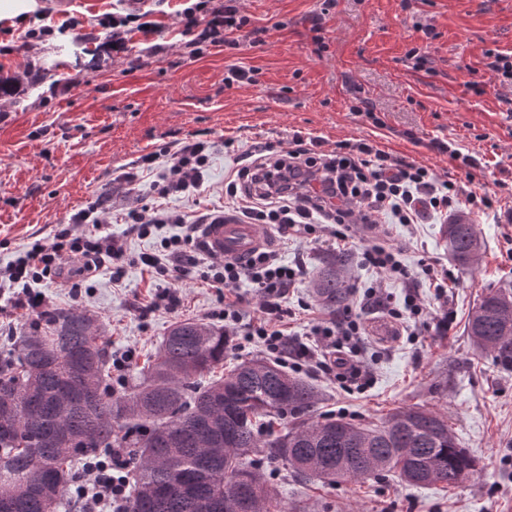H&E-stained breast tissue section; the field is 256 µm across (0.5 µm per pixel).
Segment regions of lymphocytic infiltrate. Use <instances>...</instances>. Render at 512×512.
<instances>
[{
	"instance_id": "f902f5d3",
	"label": "lymphocytic infiltrate",
	"mask_w": 512,
	"mask_h": 512,
	"mask_svg": "<svg viewBox=\"0 0 512 512\" xmlns=\"http://www.w3.org/2000/svg\"><path fill=\"white\" fill-rule=\"evenodd\" d=\"M182 35L210 41L229 49L240 46L237 37L248 26L235 0H192L179 12ZM210 142L188 139L176 146H162L141 157L151 166L160 157L170 163L152 184L158 197L189 192L201 185L208 167ZM229 202L248 223L273 224L289 237H312L315 242L336 241L359 250L363 264L375 270L378 281L357 291L354 306L342 315H322L307 325L308 335L321 345L320 353L302 350L310 368L334 376L343 387L365 388L368 370L362 350L353 345L360 335L363 316L375 308L386 309L392 321L407 335H417L427 312L421 288L446 293L444 278L433 267L409 268L401 259L403 249L376 236L356 237L352 228L363 224L376 228L383 219L396 224L421 223L424 214L443 213L464 206L487 208L492 201L477 187L465 188L441 178L432 168L391 155L375 145L358 141L337 144L335 151H318L316 141L297 136L286 152L266 146L237 172L225 186ZM123 233L108 231L96 208L73 214L69 224L47 237L34 240L7 265L0 267V295L10 306L27 315L42 314L47 296L41 286L56 277L70 283L88 280L108 271L113 282L124 277L126 240L159 236L160 244L141 253L138 263L152 279L170 273L188 274L203 268V281L224 291V333L240 336L279 361L288 359V332L283 326L282 304L294 288L302 263L287 264L273 250H263L244 261L210 260L201 264L193 246L200 241L201 227L188 223L177 210L135 207L126 215ZM173 225L177 234L162 230ZM398 283L403 302L395 307L383 288L384 281ZM250 287L259 299L252 317H245L242 287ZM128 451L114 448L105 459L88 460L76 488L78 512H127L129 502Z\"/></svg>"
}]
</instances>
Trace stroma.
Instances as JSON below:
<instances>
[{
	"label": "stroma",
	"instance_id": "stroma-1",
	"mask_svg": "<svg viewBox=\"0 0 512 512\" xmlns=\"http://www.w3.org/2000/svg\"><path fill=\"white\" fill-rule=\"evenodd\" d=\"M181 0L154 16L157 35L133 34L113 53L104 25L113 0H30L27 12L0 18V77L18 81V97H0V266L33 239L88 205L105 210L112 232L143 205L178 210L189 219L224 209V183L256 143L285 151L294 136L317 139L325 152L366 139L393 155L417 161L458 184L480 183L500 200L499 214L468 211L484 239L479 262L461 267L440 238L446 216L380 231L404 248L410 267L430 263L448 273L449 332L436 324L415 341L376 336L384 313L364 318V357L372 386L340 389L335 379L311 374L322 393L320 411L378 425L401 407L448 415L461 447L479 462L476 475L445 488L412 487L396 478L336 485L304 484L272 472L284 507L311 512H512V372L472 346L468 313L490 288L512 285V86L488 65L487 50L512 53V0H237L260 45L230 53L197 47L179 33ZM75 19L84 42L57 31ZM157 52H150V45ZM426 57L416 67V56ZM253 70L254 80L225 88L229 66ZM368 107L373 124L360 114ZM201 134L214 151L204 180L188 194L156 198V175L138 166L163 143ZM460 149L476 168L453 160L441 144ZM275 235L287 263L304 272L285 303L287 329L303 334L320 304L312 284L334 244ZM181 298L177 311L144 316L156 284L130 265L120 284L90 279L80 293L59 280L43 290L51 308H79L102 324L113 351L135 349L137 374L168 327L184 319L222 326L224 295L200 278L171 277Z\"/></svg>",
	"mask_w": 512,
	"mask_h": 512
}]
</instances>
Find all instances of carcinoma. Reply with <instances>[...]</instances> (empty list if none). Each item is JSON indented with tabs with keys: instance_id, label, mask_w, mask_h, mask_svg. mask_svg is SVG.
<instances>
[{
	"instance_id": "obj_1",
	"label": "carcinoma",
	"mask_w": 512,
	"mask_h": 512,
	"mask_svg": "<svg viewBox=\"0 0 512 512\" xmlns=\"http://www.w3.org/2000/svg\"><path fill=\"white\" fill-rule=\"evenodd\" d=\"M441 234L455 263L478 262L484 243L465 216L448 219ZM348 265L345 254L332 256L313 284L329 312L348 304ZM45 325L17 337L0 358V406L6 393L18 401L0 429V497L18 494V512H58L74 462L116 445L130 450L129 512H203L201 497H223L237 485L251 491L252 512H285L267 477L278 465L312 481L393 476L419 487H450L478 469L444 413L399 408L380 426L324 417L315 385L266 357L216 376L228 339L198 319L171 325L117 396L111 341L92 315L52 310ZM466 332L478 351L512 370V290L485 293ZM55 428L76 447L47 439Z\"/></svg>"
}]
</instances>
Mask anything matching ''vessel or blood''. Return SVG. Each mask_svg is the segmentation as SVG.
Listing matches in <instances>:
<instances>
[{"mask_svg":"<svg viewBox=\"0 0 512 512\" xmlns=\"http://www.w3.org/2000/svg\"><path fill=\"white\" fill-rule=\"evenodd\" d=\"M203 239L209 254L226 260L247 259L272 244L258 225L244 224L231 216L205 225Z\"/></svg>","mask_w":512,"mask_h":512,"instance_id":"1","label":"vessel or blood"}]
</instances>
